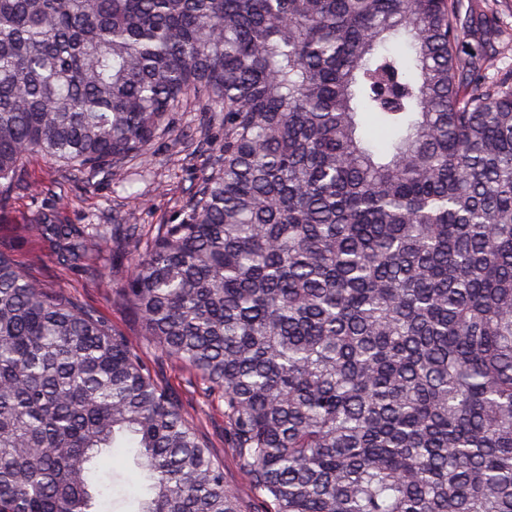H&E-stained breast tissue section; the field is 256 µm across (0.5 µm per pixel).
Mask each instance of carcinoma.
<instances>
[{
	"mask_svg": "<svg viewBox=\"0 0 512 512\" xmlns=\"http://www.w3.org/2000/svg\"><path fill=\"white\" fill-rule=\"evenodd\" d=\"M463 0H0V209L224 131L115 296L266 512H512V74ZM367 115L385 131L361 128ZM56 263L105 234L51 209ZM245 512L138 338L0 253V512ZM141 354L151 367L157 379L177 396L184 409L194 418L218 457L224 461V472L229 485L242 495L245 505L251 511L256 510V502L250 490L242 483L237 459L232 448L225 444L224 413L217 398L206 400L198 388L191 383L194 372L173 359L167 357L152 344L144 341ZM102 470L107 473L112 472V498L116 501L113 510H115V512L124 510V508L120 507L121 493L123 489H128V480L132 477V461L129 458L125 459L124 456L116 457L113 458L112 462H106Z\"/></svg>",
	"mask_w": 512,
	"mask_h": 512,
	"instance_id": "1",
	"label": "carcinoma"
}]
</instances>
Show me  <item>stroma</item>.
<instances>
[{"label": "stroma", "instance_id": "stroma-1", "mask_svg": "<svg viewBox=\"0 0 512 512\" xmlns=\"http://www.w3.org/2000/svg\"><path fill=\"white\" fill-rule=\"evenodd\" d=\"M197 115L177 112L171 132L160 137L149 153L119 176H107L85 187L67 179L60 164L37 153L29 154L23 170L32 187L12 192L0 210V252L9 255L27 275L46 288L72 297L93 310L109 328L132 334L138 328L131 310L114 301L112 290L120 284L132 250L122 243L95 253L88 268L65 270L54 259V247L34 235L29 226L43 210L55 208L72 224H102L119 214L139 225L143 235L160 224L172 222L193 191L212 153V146L196 131ZM184 138L181 151L170 149L172 136ZM143 360L157 379L177 396L194 418L218 457L224 462L229 485L238 489L247 508H254L250 490L240 478L237 459L225 443L224 413L217 399H205L194 384L193 371L167 357L150 343H143Z\"/></svg>", "mask_w": 512, "mask_h": 512}]
</instances>
